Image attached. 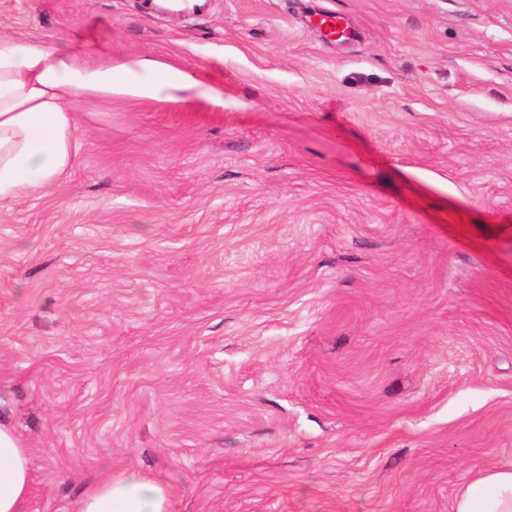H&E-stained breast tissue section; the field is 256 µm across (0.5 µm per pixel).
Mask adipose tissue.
I'll use <instances>...</instances> for the list:
<instances>
[{
	"instance_id": "adipose-tissue-1",
	"label": "adipose tissue",
	"mask_w": 512,
	"mask_h": 512,
	"mask_svg": "<svg viewBox=\"0 0 512 512\" xmlns=\"http://www.w3.org/2000/svg\"><path fill=\"white\" fill-rule=\"evenodd\" d=\"M151 72L141 81L138 71ZM185 74L141 59L80 62L36 41L0 39V203L49 188L69 170L77 116L64 93L81 98L124 94L181 101ZM28 450L0 415V512H24L30 496ZM81 512H169L166 485L135 472L108 475L85 495ZM454 512H512V465L472 475Z\"/></svg>"
}]
</instances>
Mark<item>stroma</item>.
I'll return each mask as SVG.
<instances>
[{
	"instance_id": "35a3bbf8",
	"label": "stroma",
	"mask_w": 512,
	"mask_h": 512,
	"mask_svg": "<svg viewBox=\"0 0 512 512\" xmlns=\"http://www.w3.org/2000/svg\"><path fill=\"white\" fill-rule=\"evenodd\" d=\"M0 38L194 83L67 96L70 171L0 206L26 512L126 471L170 512H453L512 465V0H0ZM308 22L316 27L323 39L328 42H336V35H341L345 38L349 35V28L343 17L340 15H320L318 13H311L308 17Z\"/></svg>"
}]
</instances>
